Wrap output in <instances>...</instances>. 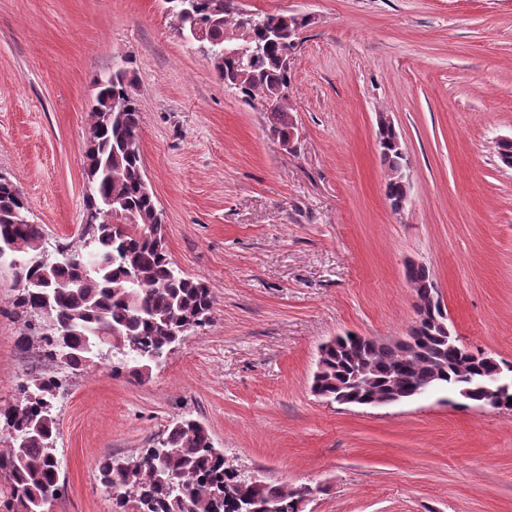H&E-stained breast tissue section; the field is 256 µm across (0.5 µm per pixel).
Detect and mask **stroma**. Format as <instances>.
<instances>
[{
	"label": "stroma",
	"instance_id": "stroma-1",
	"mask_svg": "<svg viewBox=\"0 0 512 512\" xmlns=\"http://www.w3.org/2000/svg\"><path fill=\"white\" fill-rule=\"evenodd\" d=\"M311 17L291 63L296 138L268 134L163 0H0V174L47 248L85 238V151L97 76L121 68L142 113L145 176L167 248L209 286L210 326L149 377L74 370L19 349L17 288L0 269V408L40 372L64 491L53 512H113L105 456H138L177 417L228 465L319 487L305 512H512V413L442 391L362 408L311 392L320 345L392 340L414 321L405 264H423L461 340L512 363V0H239ZM390 113L409 162L393 211L375 147Z\"/></svg>",
	"mask_w": 512,
	"mask_h": 512
}]
</instances>
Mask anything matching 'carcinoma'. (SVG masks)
Wrapping results in <instances>:
<instances>
[{"instance_id":"obj_1","label":"carcinoma","mask_w":512,"mask_h":512,"mask_svg":"<svg viewBox=\"0 0 512 512\" xmlns=\"http://www.w3.org/2000/svg\"><path fill=\"white\" fill-rule=\"evenodd\" d=\"M164 3L177 33L204 34L202 43L209 46V60L224 83L245 98L273 101L267 109L268 131L287 142L293 129L290 60L297 52L288 44V28L304 29L310 18L267 13L264 24L253 27L237 0ZM227 32L239 34L238 41L250 47L248 55L224 53ZM95 86L85 165L90 246L60 247L49 265H33L32 258L45 252L44 227L30 221L18 184L0 175V257L20 263L25 271V286L13 301L23 326L19 348H28L30 337L36 336L46 358L72 369L114 354L112 371L139 379L183 336L211 322L214 297L204 281L179 272L165 248L163 213L144 180L142 116L126 71L105 75ZM380 158L386 169L385 194L394 207L407 191L406 182L395 175L402 156L390 144ZM110 209L132 220L118 217L109 224L104 212ZM408 278L419 300L433 290V278L421 264L408 267ZM492 366L480 353L463 357L435 328L412 344H390L371 353L347 334L329 355L322 393L328 399L349 392L382 400L390 395L388 381L397 370L409 394L425 381L457 389L466 377ZM362 367L372 377L367 388L351 384ZM61 387L54 376H35L21 387L15 404L0 409L6 430L0 436V512H52L61 494L52 446L57 439L53 401ZM97 470L120 512H238V502L245 499L262 512H298L295 488L263 477L241 482L208 430L192 418L173 420L126 466L106 458Z\"/></svg>"}]
</instances>
